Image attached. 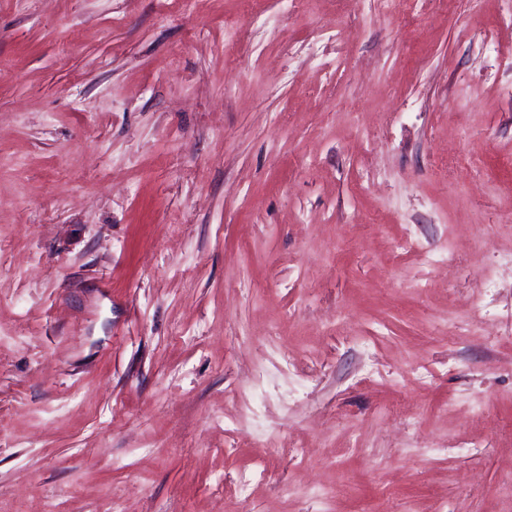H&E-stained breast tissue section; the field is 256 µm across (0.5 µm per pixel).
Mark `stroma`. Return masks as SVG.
<instances>
[{
  "mask_svg": "<svg viewBox=\"0 0 512 512\" xmlns=\"http://www.w3.org/2000/svg\"><path fill=\"white\" fill-rule=\"evenodd\" d=\"M118 504L512 512V0H0V512Z\"/></svg>",
  "mask_w": 512,
  "mask_h": 512,
  "instance_id": "1",
  "label": "stroma"
}]
</instances>
